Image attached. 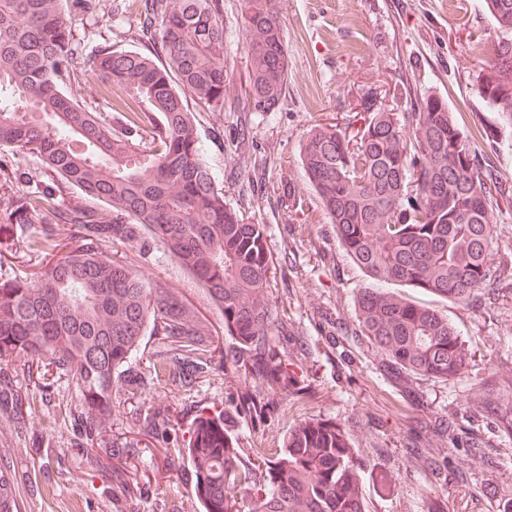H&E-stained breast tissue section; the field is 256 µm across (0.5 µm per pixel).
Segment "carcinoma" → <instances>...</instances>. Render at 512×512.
Here are the masks:
<instances>
[{"label": "carcinoma", "instance_id": "cac0c4a2", "mask_svg": "<svg viewBox=\"0 0 512 512\" xmlns=\"http://www.w3.org/2000/svg\"><path fill=\"white\" fill-rule=\"evenodd\" d=\"M503 36L487 45L475 82L487 106L512 122V0H485ZM246 104L273 112L284 96L288 55L279 0H242ZM138 35L149 53L110 46L86 54L73 40L63 0H0V149L29 153L56 187L77 189L97 209L58 202L51 189L0 199L8 220L42 224L45 253L33 280L0 279V370L24 352L29 379H64L80 396L77 451L121 467L135 440L106 441L112 393L129 379L146 334L163 337L154 372L191 383L210 369L213 342L178 295L146 284L102 245L147 234L194 276L224 314L233 340L229 363L269 386L295 379L272 341L279 318L270 294L273 256L266 227L224 202L204 157L191 95L202 112H222L231 82L224 69V0H140ZM94 75L122 110H145L132 126L112 127L79 103L73 85ZM346 123H318L299 160L348 256L377 281L422 288L468 303L499 274L495 212L502 181L479 158L435 93L396 112L378 93L359 97ZM52 224L76 228L56 240ZM357 327L379 363L398 375L453 380L468 365L448 318L405 297L365 289ZM25 397L0 381V411L24 421ZM139 432L165 444L168 415L149 410ZM179 449L191 466L203 512H365L359 474L344 433L306 421L289 433L256 477L242 462L224 413L197 416ZM16 476L0 463V512H16Z\"/></svg>", "mask_w": 512, "mask_h": 512}]
</instances>
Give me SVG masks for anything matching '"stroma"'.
<instances>
[{"label":"stroma","instance_id":"35a3bbf8","mask_svg":"<svg viewBox=\"0 0 512 512\" xmlns=\"http://www.w3.org/2000/svg\"><path fill=\"white\" fill-rule=\"evenodd\" d=\"M139 0H108L104 13L71 8L72 32L85 51L109 46L144 52L136 34ZM288 54V83L276 111L246 109L242 0H224V64L233 78L223 111L197 113L204 156L224 200L265 225L276 270L272 298L284 323L275 346L288 359L298 388L273 390L270 410L256 419L237 415L238 396L254 380L226 371L229 341L224 316L202 285L157 241L106 244L114 259L140 271L151 286L178 294L208 327L216 354L206 377L185 385L175 374H155L157 339L145 335L133 363L146 386L137 394L117 388L112 433L136 437L142 408L169 413L188 428L199 409L224 411L246 447L247 465L263 472L299 423H335L353 450L366 512H512V202L497 213L494 287L466 304H454L397 282L376 283L346 254L300 162L304 134L318 119L342 122L357 98L375 88L395 109H405V89L431 91L448 102L458 127L479 156L512 189V123L481 98L474 65L499 32L479 0H280ZM14 172L8 190L50 186L37 157L0 151ZM300 200L296 212L286 197ZM39 225L10 223L0 211V275L34 273L40 259L30 246ZM394 292L446 315L466 340L469 367L460 378L405 381L380 367L355 334L356 303L367 288ZM79 396L67 383L34 392L26 429L0 416V461L17 474L18 512H199L188 466L170 467L176 441H141L154 465L139 467L133 494L115 491L109 460L90 465L72 451L74 435L65 407ZM452 421L451 436L437 432ZM62 448L56 461L31 451Z\"/></svg>","mask_w":512,"mask_h":512}]
</instances>
